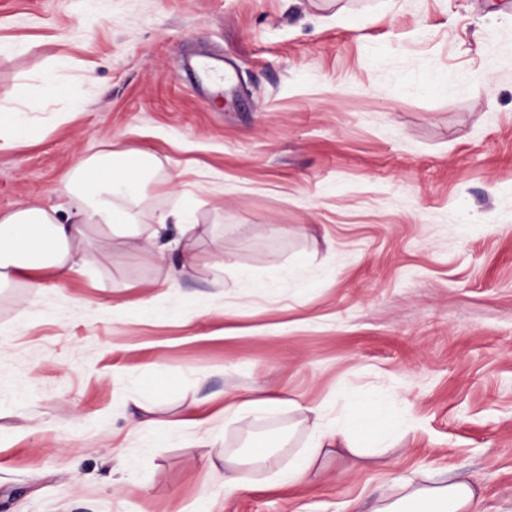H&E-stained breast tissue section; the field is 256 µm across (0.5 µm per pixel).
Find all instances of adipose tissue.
<instances>
[{"label":"adipose tissue","instance_id":"adipose-tissue-1","mask_svg":"<svg viewBox=\"0 0 512 512\" xmlns=\"http://www.w3.org/2000/svg\"><path fill=\"white\" fill-rule=\"evenodd\" d=\"M31 107L27 90L21 85L6 99H0L1 143L10 147L27 140ZM156 179L153 160L139 151L103 150L90 157H77L72 177L59 189L61 195L81 199L77 222L64 223L58 208L29 203L0 216V288L21 281L36 295L48 276L57 285H64L86 262L89 234L95 227L103 229L107 237L121 238L127 253L151 255L156 265L164 268L168 287H178L182 275L195 266L196 255L187 252L179 265L167 264L163 250L154 247L138 222L143 191ZM309 412L314 417L312 439L287 467H279L271 450L256 457L258 463L276 468L277 484L306 482L328 443L364 457L388 453V438L395 422L380 399L351 405L337 430L324 428L319 407H310ZM476 501L475 487L466 478L443 486L405 483L397 494H380L370 512H473Z\"/></svg>","mask_w":512,"mask_h":512}]
</instances>
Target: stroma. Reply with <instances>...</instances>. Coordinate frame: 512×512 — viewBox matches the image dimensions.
Here are the masks:
<instances>
[{"label":"stroma","mask_w":512,"mask_h":512,"mask_svg":"<svg viewBox=\"0 0 512 512\" xmlns=\"http://www.w3.org/2000/svg\"><path fill=\"white\" fill-rule=\"evenodd\" d=\"M385 4L0 0V94L36 102L0 149V213L76 211L62 179L110 147L174 176L140 218L170 261L158 215L198 227L176 288L95 231L64 286L0 289V512H367L395 479L462 476L476 512H512V0ZM50 68L81 109L41 101ZM235 394L284 405L247 425ZM373 394L398 423L384 458L225 497V454L287 459L305 407L332 428Z\"/></svg>","instance_id":"1"}]
</instances>
